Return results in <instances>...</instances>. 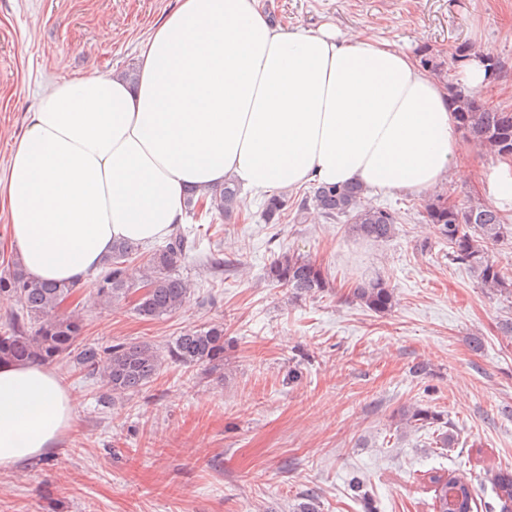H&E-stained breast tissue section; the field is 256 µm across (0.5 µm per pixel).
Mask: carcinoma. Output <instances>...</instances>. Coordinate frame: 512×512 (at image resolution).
I'll use <instances>...</instances> for the list:
<instances>
[{
  "mask_svg": "<svg viewBox=\"0 0 512 512\" xmlns=\"http://www.w3.org/2000/svg\"><path fill=\"white\" fill-rule=\"evenodd\" d=\"M449 102L454 107L459 128L477 145L495 156L512 154V111L491 107L469 97L459 84H448ZM361 185L314 186L297 205L293 220L307 221L309 210L328 221L342 220L355 235L382 243L396 234L400 216L387 207L365 201ZM241 189L234 183L206 195L187 191V209L199 208L207 214L231 219L241 210ZM427 223L433 225L437 242L448 245V259L467 267L479 284L493 295L512 296V272L489 255L491 245L512 238V227L505 224L500 211L492 205L459 207L434 194L423 204ZM267 224L288 218V195L279 194L262 204ZM193 249L184 229L177 227L164 244L146 252L134 243L118 240L104 260L92 298L107 304L137 293L135 311L145 320H156L183 309L190 297V286L176 273V267ZM143 270L136 277L129 266L136 259ZM268 280L288 289L291 297H312L324 291L325 273L312 260L289 252L275 253L267 268ZM77 283H34L18 267L0 275V297L10 299L16 308L5 316L0 332V361L49 363L67 359L80 369L99 375L105 387L98 402L107 404L116 394H139L157 379L164 359L147 342H120L107 347L77 346L81 321L73 314L60 312L61 305L75 293ZM353 297L375 313H384L395 304L390 286L381 278L357 284ZM168 357L187 367L224 365V325L212 324L188 329L168 345ZM440 422V416L418 407L398 412L397 426L405 429ZM434 492L435 512H461L478 508V493L472 479L457 470L428 474ZM493 490L500 501V512L512 503V470L500 468L492 477Z\"/></svg>",
  "mask_w": 512,
  "mask_h": 512,
  "instance_id": "obj_1",
  "label": "carcinoma"
}]
</instances>
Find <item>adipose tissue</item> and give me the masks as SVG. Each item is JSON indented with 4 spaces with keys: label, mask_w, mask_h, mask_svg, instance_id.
Instances as JSON below:
<instances>
[{
    "label": "adipose tissue",
    "mask_w": 512,
    "mask_h": 512,
    "mask_svg": "<svg viewBox=\"0 0 512 512\" xmlns=\"http://www.w3.org/2000/svg\"><path fill=\"white\" fill-rule=\"evenodd\" d=\"M446 87L385 39L289 29L262 0H178L141 44L135 81L54 82L0 177L12 246L36 282L83 283L113 241L181 223L185 192L256 195L358 183L423 194L462 177ZM61 378L0 363V471L71 427Z\"/></svg>",
    "instance_id": "obj_1"
}]
</instances>
